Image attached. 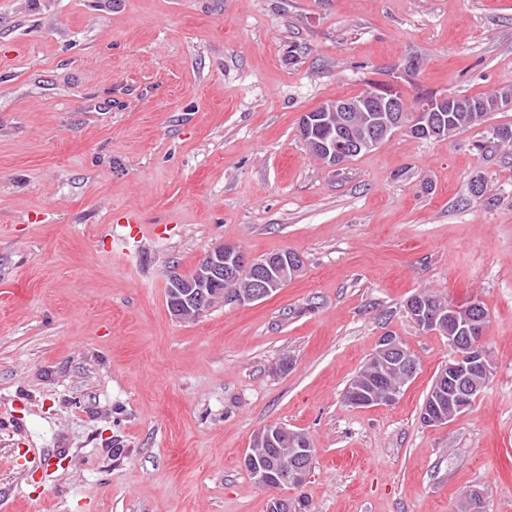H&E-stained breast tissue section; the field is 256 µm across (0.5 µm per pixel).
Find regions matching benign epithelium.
I'll return each mask as SVG.
<instances>
[{"instance_id":"benign-epithelium-1","label":"benign epithelium","mask_w":512,"mask_h":512,"mask_svg":"<svg viewBox=\"0 0 512 512\" xmlns=\"http://www.w3.org/2000/svg\"><path fill=\"white\" fill-rule=\"evenodd\" d=\"M394 95L375 99L373 103L361 104L349 98H336L327 101L308 113L305 119L304 134L310 135L315 127L330 120L338 112H408L410 108L406 96L398 89H393ZM448 109L446 95L439 96L437 102L416 112L412 125L422 128L430 123L429 113L445 112ZM320 159L329 167L337 168L346 162V157L352 151V146L344 140H324L317 145ZM267 266L266 258H252L239 246L224 242L211 245L202 255L197 266L195 280L187 282L181 273L173 271L168 278L171 298L169 310L171 315L180 321L196 320L209 311L208 291L224 283V275L240 267L244 269ZM272 289L263 286L252 294L231 296L224 300L230 306H246L266 298ZM482 305L462 313H453L460 333L448 336V345L454 349L464 348L468 351V362L465 364L451 363L445 367L439 381H448L449 410L442 413L434 408L427 409L423 418L426 426H438L448 422L449 418L465 407V397L476 391L469 385V374L480 371L489 377L493 374L492 363L489 361L481 346V332L484 317L481 315ZM377 351L384 356L395 352L402 359L409 374L417 371V360L411 352L404 348V342L394 333L388 331L380 337ZM290 452L282 456L277 471H272L256 459V453L249 450L244 453L242 463L248 467L256 482L267 488L277 489L283 483L293 486L303 484L310 473L304 460L312 455V448L305 437L294 434L290 436Z\"/></svg>"}]
</instances>
